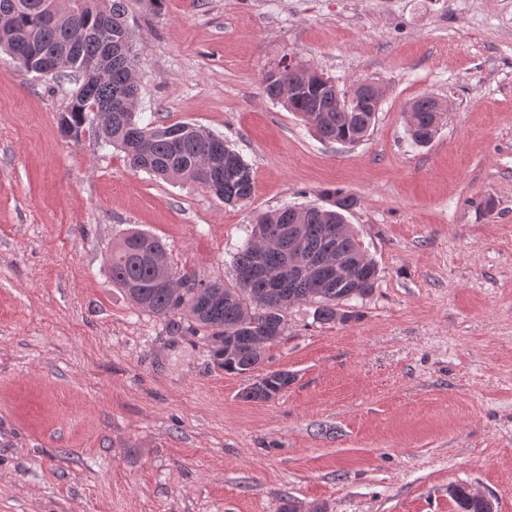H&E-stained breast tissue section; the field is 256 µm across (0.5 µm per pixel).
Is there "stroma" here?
Masks as SVG:
<instances>
[{"label": "stroma", "instance_id": "35a3bbf8", "mask_svg": "<svg viewBox=\"0 0 512 512\" xmlns=\"http://www.w3.org/2000/svg\"><path fill=\"white\" fill-rule=\"evenodd\" d=\"M125 3L142 120L223 136L254 190L227 205L63 137L71 82L0 51V512H459L453 484L512 512V0ZM288 64L383 84L369 136L321 140L268 99ZM422 96L445 107L424 147ZM325 189L357 198L378 284L344 322L292 304L250 373L112 284L136 227L234 286L255 217ZM275 369L287 388L243 399ZM436 101L433 97L424 96L413 101L407 111V131L412 142L418 146L429 144L435 137L434 112Z\"/></svg>", "mask_w": 512, "mask_h": 512}]
</instances>
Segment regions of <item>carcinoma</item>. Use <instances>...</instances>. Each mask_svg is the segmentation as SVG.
I'll return each mask as SVG.
<instances>
[{
  "label": "carcinoma",
  "mask_w": 512,
  "mask_h": 512,
  "mask_svg": "<svg viewBox=\"0 0 512 512\" xmlns=\"http://www.w3.org/2000/svg\"><path fill=\"white\" fill-rule=\"evenodd\" d=\"M0 50L30 73L48 81L72 77L69 103L60 113L62 136L77 139L91 132L100 143L125 154L129 166L163 179L198 183L226 204L251 198L253 168L224 138L199 126L181 123L161 127L141 126L135 109L114 106L116 92L136 77V41L127 24L123 0H0ZM102 62L106 71L96 74L86 63ZM308 70L287 65L265 75L263 91L271 100L283 102L289 111L328 142L362 141L376 121L385 90L372 97L353 92L339 100L321 91L293 98L288 86L305 84ZM436 101L430 96L413 101L407 111V131L418 146L435 137ZM98 112H109L103 125L94 124ZM327 206H308L296 216L285 206L259 215L252 236L236 255L235 273L260 270L249 281L236 280L227 288L219 282L184 273L176 287L157 282L154 259L165 255L158 238L131 229L113 243L109 273L112 283L124 289L140 308L167 318L186 311L215 345V360L224 371L248 373L261 364L252 353L255 336H269L274 345L285 336L288 306L313 301L317 319L334 322L350 317L344 309L349 302L371 294L378 280L376 265L366 257L357 236L345 224L344 212L357 204L355 197L340 190H325ZM289 225L297 233L303 249L313 253H339L355 263V278L313 282L304 269L270 288L266 275L288 262V249L266 245L280 228ZM268 389L278 394L291 382L286 371L266 373ZM461 512H493L490 500L472 495L463 486L450 490Z\"/></svg>",
  "instance_id": "1"
}]
</instances>
